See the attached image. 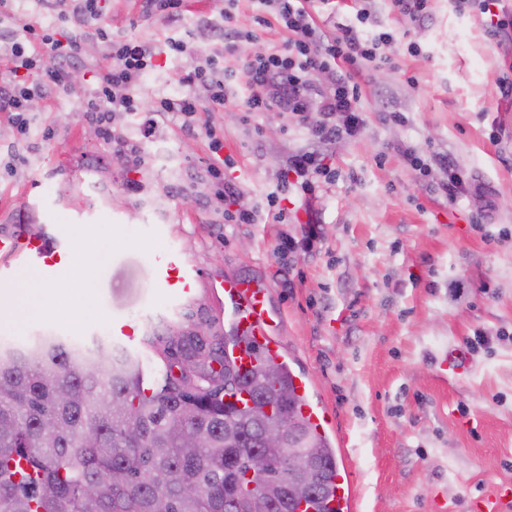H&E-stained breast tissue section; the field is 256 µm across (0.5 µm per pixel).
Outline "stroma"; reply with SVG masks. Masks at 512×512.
Returning <instances> with one entry per match:
<instances>
[{
    "label": "stroma",
    "mask_w": 512,
    "mask_h": 512,
    "mask_svg": "<svg viewBox=\"0 0 512 512\" xmlns=\"http://www.w3.org/2000/svg\"><path fill=\"white\" fill-rule=\"evenodd\" d=\"M113 31L155 44L175 37L210 55L224 44L199 17L219 22V0H187L176 22L144 19L137 0H97ZM392 32L390 63L360 76V134L325 154L333 180L312 201L290 196L287 223L228 224L212 192L204 128L224 133L225 168L246 207L276 191L290 153L308 134L289 113L248 114L243 80L223 111L203 112L194 132L170 115L140 135L146 115L125 112L113 126L140 146L139 165L116 148L87 139L81 84L69 96L39 101L27 140L0 118V234L17 231L29 201L48 205L49 228L76 239L78 208L112 227L107 261L80 257L61 270L63 288L88 289L92 317L78 322L35 313L20 325L0 321L13 345L33 337L80 336L139 356L157 375L179 380L186 360L219 364L230 326L224 300L203 288L197 303L171 312L152 263L170 245L198 264L205 280L250 279L266 288L276 325L273 343L309 382L311 403L334 415L329 434L347 445L356 482L355 512H477L489 495L512 491V98L497 77L512 76V39L486 31L484 16L430 0L420 24L375 0ZM417 42L419 55L408 54ZM193 58L161 62L142 95L177 86ZM416 149L426 171L412 168ZM465 172L470 191L448 200L441 157ZM318 224L312 251L280 252L307 220ZM167 224L169 242L149 227ZM116 316L138 318L134 340L112 335ZM486 331L487 345L465 340Z\"/></svg>",
    "instance_id": "1"
}]
</instances>
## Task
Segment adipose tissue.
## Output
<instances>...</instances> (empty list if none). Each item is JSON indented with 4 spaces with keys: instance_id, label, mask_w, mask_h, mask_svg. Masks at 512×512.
Returning a JSON list of instances; mask_svg holds the SVG:
<instances>
[{
    "instance_id": "obj_1",
    "label": "adipose tissue",
    "mask_w": 512,
    "mask_h": 512,
    "mask_svg": "<svg viewBox=\"0 0 512 512\" xmlns=\"http://www.w3.org/2000/svg\"><path fill=\"white\" fill-rule=\"evenodd\" d=\"M25 292L31 298L30 305L12 306L7 310L14 322H23L34 309H63L77 321L91 317L92 311L88 307L85 296L75 289H64L53 282L37 280L33 274L25 273L16 282L13 289L0 291V300L13 298L15 293Z\"/></svg>"
}]
</instances>
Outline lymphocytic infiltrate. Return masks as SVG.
Here are the masks:
<instances>
[{
    "label": "lymphocytic infiltrate",
    "instance_id": "1",
    "mask_svg": "<svg viewBox=\"0 0 512 512\" xmlns=\"http://www.w3.org/2000/svg\"><path fill=\"white\" fill-rule=\"evenodd\" d=\"M48 6L54 24L34 25L18 20L11 45L0 58V116L20 134L30 127L29 103L32 99L68 93L71 72L84 61L81 37L62 33L65 22L75 20L94 29L112 54L111 67L97 71L86 89L82 106L89 120L104 137L112 139L119 152L131 162H138L137 148L112 131L116 112L173 113L182 120L185 130L194 129L202 107L221 111L227 103L230 81L242 77L249 94L243 102L245 111L266 112L271 109L289 113L307 127L309 143L289 156L286 177L276 192L267 197L268 210L274 211L277 223L286 217L278 211L281 193L296 189L302 197L315 195L319 179L329 177V170L318 156L321 147L339 138L356 137L364 120L360 113L361 86L358 74L368 63L388 62L387 48L394 36L377 30L372 0H360L354 22L337 24L328 31L318 24L317 9L335 10V0H256L255 20L259 27L277 22L288 38L280 50L242 60L237 55L243 34L237 28L232 10H225L224 54L207 58L205 64L185 71L178 80V90L143 100L139 94L141 80L154 66L156 56H195L198 48L189 41L170 37L153 45L113 32L104 23L96 0H36ZM328 73L327 88H317L313 73ZM205 87L206 98H199L198 87ZM319 112L317 125H309L308 115Z\"/></svg>",
    "mask_w": 512,
    "mask_h": 512
}]
</instances>
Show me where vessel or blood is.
Segmentation results:
<instances>
[{"label": "vessel or blood", "instance_id": "1", "mask_svg": "<svg viewBox=\"0 0 512 512\" xmlns=\"http://www.w3.org/2000/svg\"><path fill=\"white\" fill-rule=\"evenodd\" d=\"M0 257L31 263L38 267L43 279L54 280L61 268L77 260L74 248L62 233L23 227L13 235H0ZM153 278L174 308L194 302L200 292L203 276L195 263L179 249L168 247L155 258ZM224 291V311L233 330L242 341L233 351L238 365L250 367L256 348H266L269 355L280 352L270 340L271 315L266 290L251 281L228 277L218 283Z\"/></svg>", "mask_w": 512, "mask_h": 512}]
</instances>
